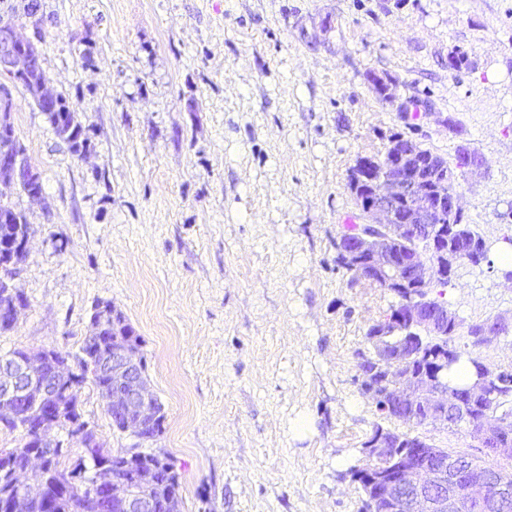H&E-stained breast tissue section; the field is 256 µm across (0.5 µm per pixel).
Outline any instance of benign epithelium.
<instances>
[{
    "label": "benign epithelium",
    "mask_w": 512,
    "mask_h": 512,
    "mask_svg": "<svg viewBox=\"0 0 512 512\" xmlns=\"http://www.w3.org/2000/svg\"><path fill=\"white\" fill-rule=\"evenodd\" d=\"M34 62L30 39L19 34L10 24L0 26V69L18 79ZM17 158L0 155V171L6 185L15 183ZM481 166L479 159L466 152L455 158L453 172L465 174ZM412 144L400 143L382 167H376L371 157H360L348 174V186L353 194L366 192L360 204L363 230L341 237L340 258L356 277L380 281L385 287H401L402 270L388 279L385 270L392 265L393 255L404 244L420 242L437 251L440 269L448 277L455 271L460 249L441 246L436 226L450 224L462 214L458 195L436 197L424 186L422 170ZM407 263L411 278L421 285L412 295L402 299L399 311L374 324L373 348L377 355L376 372L379 384L364 387L365 393L380 407L413 404L424 409L431 423H446L450 414H467L466 402H479L506 385V372L493 371L480 365L478 379L464 390L444 385L438 372L445 369L451 355L435 358L437 372L425 377L402 373L409 358L408 350L423 349L427 341L448 336V328L458 324L454 312L430 296L423 285L431 274L418 249L410 250ZM509 328V319L500 316L479 332L488 343ZM144 360L140 348L127 345L112 355V409L123 412L122 430L142 436L144 423L152 413L154 398L147 379L142 375ZM68 374L65 363H57L51 348L25 356L0 360V420L17 417L18 403L25 398H53L58 379ZM474 438L486 451L502 461H512V421L506 417L485 418L469 423ZM39 447L67 450L65 442L54 437V429L38 431ZM367 463L354 469L355 480L364 479L367 489L368 512H461L462 501L474 506L476 512H502L512 502V480L494 467L468 455L450 453L427 442L417 448L401 447V435L391 429H381L364 446ZM44 458L30 455L23 468L9 475L14 493L9 512H28L30 502L42 492V484L32 481L41 469ZM157 466L143 469L132 480L114 479L99 487L100 512H156L148 494L155 482Z\"/></svg>",
    "instance_id": "1"
}]
</instances>
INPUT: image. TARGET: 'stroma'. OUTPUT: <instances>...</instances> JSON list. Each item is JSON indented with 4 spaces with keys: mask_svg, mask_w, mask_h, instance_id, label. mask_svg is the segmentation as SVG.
I'll return each mask as SVG.
<instances>
[{
    "mask_svg": "<svg viewBox=\"0 0 512 512\" xmlns=\"http://www.w3.org/2000/svg\"><path fill=\"white\" fill-rule=\"evenodd\" d=\"M28 2L0 0V20L39 37L88 149L72 155L0 73L43 185L37 201L6 191L31 236L28 306L0 352H77L94 304L120 309L164 406L181 512H367L351 472L379 425L483 457L466 427L409 429L364 395L366 333L398 298L337 266L336 242L359 215L350 169L392 134L450 162L478 153L456 192L491 260L429 293L459 317L458 350L512 371V331L477 348L467 333L512 318L496 261L512 243V0H39L38 30ZM80 411L106 447L135 445L92 383Z\"/></svg>",
    "mask_w": 512,
    "mask_h": 512,
    "instance_id": "1",
    "label": "stroma"
}]
</instances>
